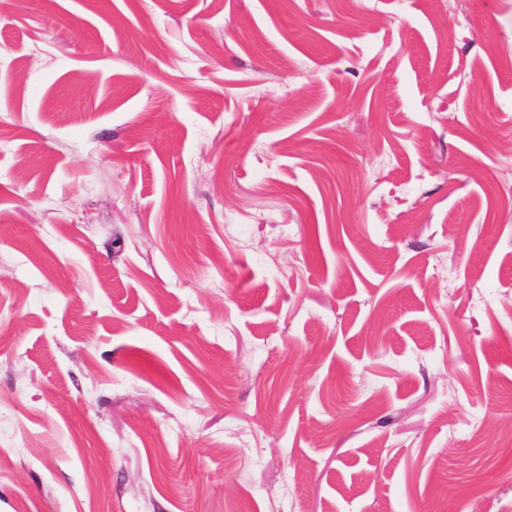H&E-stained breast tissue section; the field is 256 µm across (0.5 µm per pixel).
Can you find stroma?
I'll return each instance as SVG.
<instances>
[{
    "label": "stroma",
    "mask_w": 512,
    "mask_h": 512,
    "mask_svg": "<svg viewBox=\"0 0 512 512\" xmlns=\"http://www.w3.org/2000/svg\"><path fill=\"white\" fill-rule=\"evenodd\" d=\"M512 0H0V512H512Z\"/></svg>",
    "instance_id": "stroma-1"
}]
</instances>
